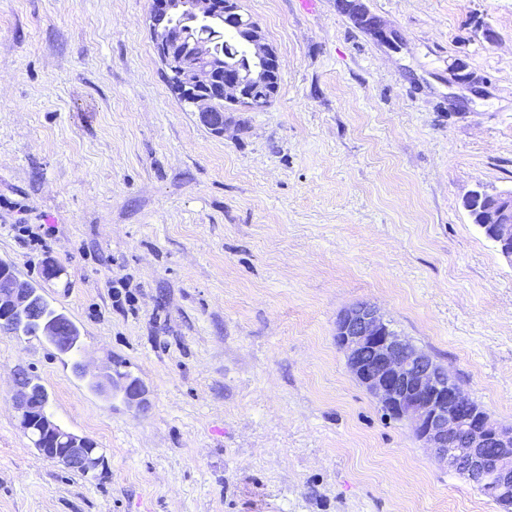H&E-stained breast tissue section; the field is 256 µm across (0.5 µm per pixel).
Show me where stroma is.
Instances as JSON below:
<instances>
[{
    "mask_svg": "<svg viewBox=\"0 0 512 512\" xmlns=\"http://www.w3.org/2000/svg\"><path fill=\"white\" fill-rule=\"evenodd\" d=\"M363 2L400 49L340 0H244L280 86L217 136L150 0H0V261L81 332H0V512H505L384 414L336 320L374 304L512 427V263L464 206L512 191V0ZM20 371L95 477L23 434ZM345 1L342 7L348 12L354 20L362 28L369 31L376 38L388 43L391 46H396L400 41L399 36L393 32H387L380 28L376 20L370 16V14L363 8L359 3V0H341Z\"/></svg>",
    "mask_w": 512,
    "mask_h": 512,
    "instance_id": "1",
    "label": "stroma"
}]
</instances>
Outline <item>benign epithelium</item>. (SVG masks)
<instances>
[{"label":"benign epithelium","mask_w":512,"mask_h":512,"mask_svg":"<svg viewBox=\"0 0 512 512\" xmlns=\"http://www.w3.org/2000/svg\"><path fill=\"white\" fill-rule=\"evenodd\" d=\"M342 7L376 38L391 46L398 44L399 36L380 28L359 0H345ZM218 12L224 14V24L237 29L252 55L262 62L245 78L225 73L224 60L207 53V41L194 39L177 50L164 36V26L173 16L186 14L194 22H207ZM148 21L164 71L177 78V93L189 99L197 121L216 135H224V113L243 108L254 88L279 82L276 49L245 10L243 0H151ZM466 206L476 222L489 229L500 254L512 264V191L475 190L466 198ZM17 314L36 322L38 335L68 346L70 337L65 328L43 319L35 295L19 285L16 275L0 273V324ZM336 343L352 375L381 408L394 412L440 460L458 471L483 474L489 470L494 490L512 489V433L478 412L455 382L443 381L431 360L410 351L406 340L390 328L373 305L358 303L339 316ZM114 379L113 369L90 374L91 383L104 394L114 391ZM41 399L42 394L19 374V413L31 411ZM31 430L35 442L52 441L62 451L61 459L74 470L89 473L102 461V455L85 437L62 428L46 412ZM460 432L465 449L448 447V437Z\"/></svg>","instance_id":"obj_1"}]
</instances>
